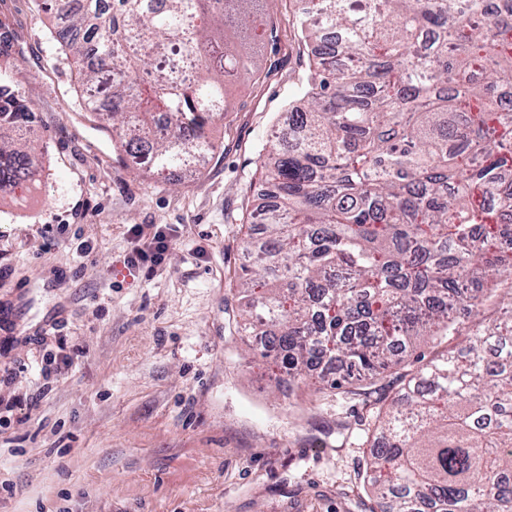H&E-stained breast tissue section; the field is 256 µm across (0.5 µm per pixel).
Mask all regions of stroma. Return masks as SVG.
I'll list each match as a JSON object with an SVG mask.
<instances>
[{
	"label": "stroma",
	"instance_id": "35a3bbf8",
	"mask_svg": "<svg viewBox=\"0 0 512 512\" xmlns=\"http://www.w3.org/2000/svg\"><path fill=\"white\" fill-rule=\"evenodd\" d=\"M295 9L258 19L201 172L152 177L82 107L42 0H0L23 42L0 74L33 105L41 160L37 206L0 198V512H353L338 488L369 455L368 407L299 387L237 328L263 148L309 72ZM155 225L177 232L163 265H128L131 228Z\"/></svg>",
	"mask_w": 512,
	"mask_h": 512
}]
</instances>
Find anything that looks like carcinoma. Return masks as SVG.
<instances>
[{"label": "carcinoma", "mask_w": 512, "mask_h": 512, "mask_svg": "<svg viewBox=\"0 0 512 512\" xmlns=\"http://www.w3.org/2000/svg\"><path fill=\"white\" fill-rule=\"evenodd\" d=\"M281 0H45L95 51L82 102L112 93V139L156 176L216 145L227 82L248 66L255 18ZM310 75L262 165L274 207L241 267L243 332L272 337L281 368L343 373L323 389L369 396L392 369L358 482L359 512H512V314L399 371L395 344L459 337L512 272V0H295ZM84 44L67 41L73 57ZM33 107L0 86V193L40 166L19 138Z\"/></svg>", "instance_id": "1"}]
</instances>
